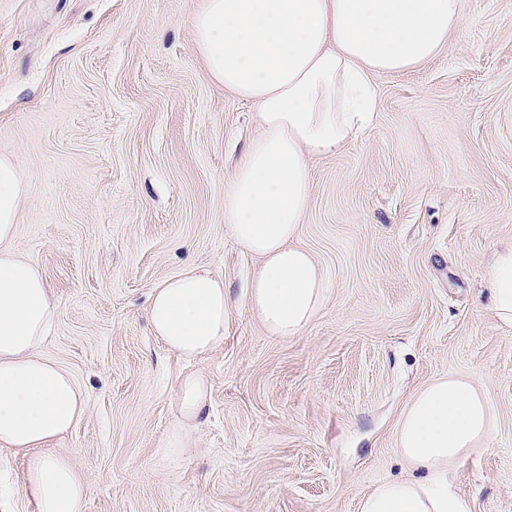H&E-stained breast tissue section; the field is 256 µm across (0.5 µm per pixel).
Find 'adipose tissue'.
<instances>
[{"instance_id":"adipose-tissue-1","label":"adipose tissue","mask_w":512,"mask_h":512,"mask_svg":"<svg viewBox=\"0 0 512 512\" xmlns=\"http://www.w3.org/2000/svg\"><path fill=\"white\" fill-rule=\"evenodd\" d=\"M466 0H201L189 16L195 50L211 78L256 111L258 132L224 188V227L259 259L247 296L273 336L300 335L323 307L327 274L297 239L309 207L311 157L336 152L369 122L376 76L414 70L448 50L467 22ZM25 172L0 153V450L27 456L23 490L37 512H84L83 475L65 457L45 454L82 419L86 401L72 377L40 348L57 303L41 266L15 249ZM491 307L512 326V243L488 270ZM155 336L194 361L220 347L227 322L224 280L185 269L153 290ZM209 381L179 383L177 417L163 450L172 460L207 417ZM494 409L464 376H440L410 398L396 447L423 479L380 482L359 512H474L451 475L489 441Z\"/></svg>"}]
</instances>
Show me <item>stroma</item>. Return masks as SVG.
Returning <instances> with one entry per match:
<instances>
[{
    "mask_svg": "<svg viewBox=\"0 0 512 512\" xmlns=\"http://www.w3.org/2000/svg\"><path fill=\"white\" fill-rule=\"evenodd\" d=\"M200 2L0 0V152L30 181L15 245L58 302L41 353L87 397L50 446L83 473L84 512H358L377 482L412 477L397 422L447 374L475 377L497 418L456 489L474 512H512V327L486 288L512 241V0H468L448 51L378 76L370 125L313 158L298 243L329 293L288 338L252 317L258 260L224 230L256 117L194 49ZM194 266L223 277L228 321L223 345L191 363L147 309ZM196 371L209 418L171 461L176 389ZM26 468L0 450V512H36Z\"/></svg>",
    "mask_w": 512,
    "mask_h": 512,
    "instance_id": "1",
    "label": "stroma"
}]
</instances>
